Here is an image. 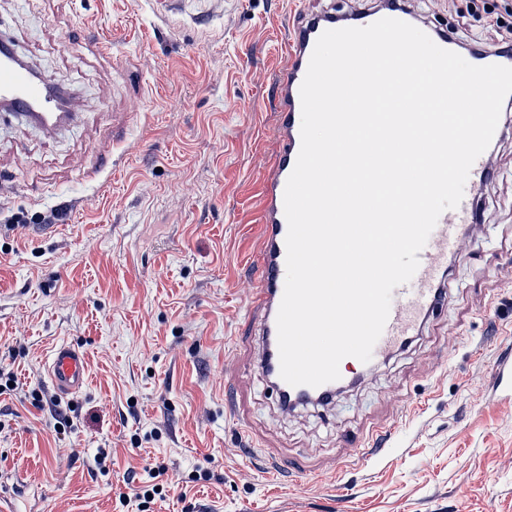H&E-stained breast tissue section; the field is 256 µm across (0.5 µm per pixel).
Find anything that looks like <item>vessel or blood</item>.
Instances as JSON below:
<instances>
[{"mask_svg": "<svg viewBox=\"0 0 512 512\" xmlns=\"http://www.w3.org/2000/svg\"><path fill=\"white\" fill-rule=\"evenodd\" d=\"M382 18L415 23L416 15L406 0H376L339 14L333 11L298 16L289 27L281 49L291 57L276 84L275 111L278 116V149L270 161V172L259 190L260 205L255 217L259 241L254 302L260 312L262 348L259 370L276 376L274 390L278 399L296 401L308 395L318 404L333 401L336 393L350 384L348 373L318 387L292 386L281 380L276 318L286 279L288 224L284 211V192L301 146L300 86L319 36L326 30L365 27ZM10 38L0 35V111L54 134L76 121L77 112L62 109L59 89L42 81L32 69L19 66ZM493 171L488 154L474 162L469 181L471 190L455 209L445 211L419 254L420 265L410 282L395 288L394 301L384 331L376 342L372 358L381 360L408 346L424 321L447 298L445 281L452 261L462 256V240L480 224L479 188L489 181ZM48 377L62 395L80 392L87 383V365L80 349L70 344L55 346L50 355Z\"/></svg>", "mask_w": 512, "mask_h": 512, "instance_id": "obj_1", "label": "vessel or blood"}]
</instances>
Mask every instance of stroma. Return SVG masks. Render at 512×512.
I'll list each match as a JSON object with an SVG mask.
<instances>
[{"instance_id": "stroma-1", "label": "stroma", "mask_w": 512, "mask_h": 512, "mask_svg": "<svg viewBox=\"0 0 512 512\" xmlns=\"http://www.w3.org/2000/svg\"><path fill=\"white\" fill-rule=\"evenodd\" d=\"M347 5L190 0L162 19L151 0H0V30L80 112L53 136L0 118V213L35 218L0 223L13 512H512V400L490 385L512 349V135L447 305L409 348L361 367L331 405L288 414L256 366L245 257L276 146L278 43L294 13ZM412 7L469 45L495 37L450 0ZM61 343L89 374L67 397L46 372ZM373 431L388 440L371 464L359 450ZM144 484L163 499L141 504Z\"/></svg>"}]
</instances>
